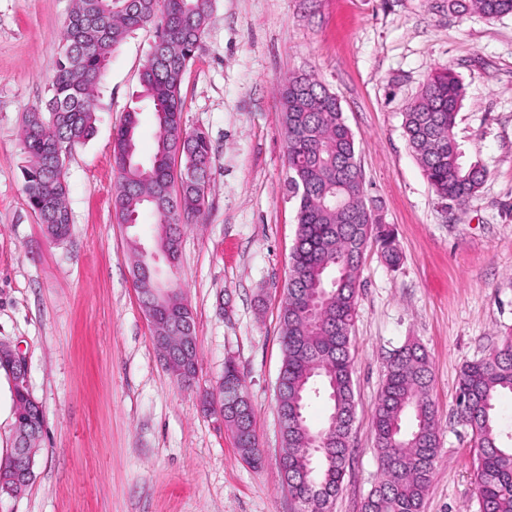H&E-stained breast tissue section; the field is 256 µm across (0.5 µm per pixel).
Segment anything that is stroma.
<instances>
[{"label": "stroma", "mask_w": 512, "mask_h": 512, "mask_svg": "<svg viewBox=\"0 0 512 512\" xmlns=\"http://www.w3.org/2000/svg\"><path fill=\"white\" fill-rule=\"evenodd\" d=\"M73 0H0V340L29 359L46 415L33 485L0 512H298L280 469V312L297 234L285 188L280 89L315 75L357 141L367 199L402 261L368 246L351 354L357 403L350 464L331 512H363L382 480L372 418L384 363L408 342L432 373L440 451L423 512H479L472 431L455 396L465 362L512 330V15L449 11L448 0H212L202 47L182 84L187 130L212 145L206 207L182 234L178 277L196 323L197 376L160 361L134 287L132 241L152 219L114 213L112 139L139 112L138 156L155 148L147 103H133L153 25L113 52L97 91L96 134L65 161L71 234L51 241L23 192L22 117L43 105ZM466 87L455 127L465 161L488 176L462 209L442 208L403 130L431 74ZM239 367L262 464L204 411L225 360Z\"/></svg>", "instance_id": "stroma-1"}]
</instances>
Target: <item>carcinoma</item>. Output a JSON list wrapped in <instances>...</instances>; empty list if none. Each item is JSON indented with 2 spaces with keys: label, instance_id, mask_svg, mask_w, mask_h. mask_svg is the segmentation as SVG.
<instances>
[{
  "label": "carcinoma",
  "instance_id": "1",
  "mask_svg": "<svg viewBox=\"0 0 512 512\" xmlns=\"http://www.w3.org/2000/svg\"><path fill=\"white\" fill-rule=\"evenodd\" d=\"M211 0H76L65 31L45 108L24 115L25 194L46 235L60 242L70 235L65 157L93 138L94 92L112 51L134 30L153 23L156 39L142 77L139 98L153 108L158 128L153 159L137 158V112H127L113 137L119 175L113 207L119 223L136 224L144 211L159 226L155 245L166 244L179 258L181 226L198 220L209 177L186 182L172 168L211 169L212 146L201 131L184 127L181 86L196 56ZM448 8L473 10L486 19L512 15V0H448ZM465 87L448 68L434 73L404 112L403 128L423 173L442 202L466 205L487 177L478 162L465 163L454 135ZM282 124L288 186L296 189L297 238L291 253L281 311L283 363L278 417L284 454L281 467L288 493L302 512H330L350 462L355 394L350 356L358 296L357 270L364 249L375 244L395 268L401 253L393 230L365 202L355 136L336 97L311 74L288 80L282 90ZM167 307L172 317L194 320L183 305L178 283ZM224 397L246 395L236 364L224 366ZM430 370L416 343L387 360L373 421L374 439L386 479L365 500L363 512H422L440 448L435 409L429 399ZM512 394V333L484 358L465 363L458 379L457 414L470 427L477 460L480 512H512V445L504 442L498 401ZM329 406L326 425L310 427L305 410L312 398ZM26 414L14 421L15 439L43 435L45 411L30 392L18 394ZM412 415L408 432L401 424ZM252 404L239 416L225 415L240 455L260 465L252 429Z\"/></svg>",
  "mask_w": 512,
  "mask_h": 512
}]
</instances>
